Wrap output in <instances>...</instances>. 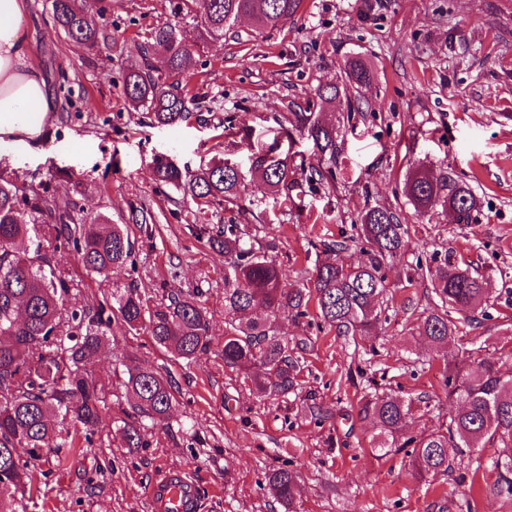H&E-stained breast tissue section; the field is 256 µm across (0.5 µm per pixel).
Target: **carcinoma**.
I'll list each match as a JSON object with an SVG mask.
<instances>
[{
  "instance_id": "1",
  "label": "carcinoma",
  "mask_w": 512,
  "mask_h": 512,
  "mask_svg": "<svg viewBox=\"0 0 512 512\" xmlns=\"http://www.w3.org/2000/svg\"><path fill=\"white\" fill-rule=\"evenodd\" d=\"M303 0H172L174 21L156 28L140 60L128 67L123 92L136 108L144 109L152 123L175 125L187 118L193 101L180 78L196 64V57L241 17L251 19L257 35L278 30L294 21ZM54 27L66 38L89 48L107 39L92 12H107L101 0H50ZM191 20L199 32L190 40L182 23ZM164 59V67L152 63ZM350 85L359 90L371 80L361 61L347 64ZM305 132L321 153L336 163V127L323 122L306 106L281 122V135ZM294 159L273 145L251 153L249 173L269 190L287 194L300 186ZM157 179L186 202L221 206L238 205L245 175L226 162H211L194 172L169 162L155 164ZM308 184L335 182L329 167H313ZM405 195L418 213L440 207L456 218L468 219L475 198L470 188L441 183L427 172L415 170L405 180ZM85 189L74 182L72 194L57 199L49 184L19 179L0 163V512H19L18 495L25 491L29 464L39 461L61 420L90 438L109 393L87 376L85 360L102 348L112 321L130 330L146 329L153 342L172 357L191 362L210 341V322L199 291L174 292L165 302H155L138 282L119 283L114 271L135 268V241L128 225L148 224L149 210L132 206L126 217L112 220L106 212L85 211ZM364 261L339 262L347 248L339 240L320 241L323 258L305 288L288 290L279 267L250 242L245 224H226L208 235L210 247L224 254V364L251 372L250 380L261 397L294 392L300 372L294 356L299 344L275 334L266 320L243 321L239 314L265 309L283 311L294 318L316 316L336 327L338 335L356 339L381 320L386 294L385 268L405 256L409 227L398 214L371 207L357 216ZM75 253L86 274L112 282L111 299L93 309L67 310L65 297L74 287V276L58 266L54 252ZM439 301L421 314L417 333L428 344L443 349L457 344L447 360L444 376L446 398L455 402L448 420L439 421L426 434L406 432L413 400L392 391H368L360 400V413L376 430V452L405 451L410 475L423 480L446 474L456 458L479 447L482 440L498 443L491 462L498 478V492L512 496V377L504 378L494 363L468 347L466 328L478 321L476 313L489 301L490 288L483 276L448 260L433 267L416 264ZM467 361L466 370L458 362ZM131 413L120 428L125 446L146 445V423L167 419L174 399L175 381L151 367L135 365L123 382ZM26 460H21L22 456ZM268 485L279 504L293 512L303 493L297 472L281 467L268 475Z\"/></svg>"
}]
</instances>
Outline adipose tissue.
I'll return each instance as SVG.
<instances>
[{
    "label": "adipose tissue",
    "mask_w": 512,
    "mask_h": 512,
    "mask_svg": "<svg viewBox=\"0 0 512 512\" xmlns=\"http://www.w3.org/2000/svg\"><path fill=\"white\" fill-rule=\"evenodd\" d=\"M28 0H0V147L23 145L37 154L52 103L20 19Z\"/></svg>",
    "instance_id": "obj_1"
}]
</instances>
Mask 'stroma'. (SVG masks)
Wrapping results in <instances>:
<instances>
[{
	"instance_id": "1",
	"label": "stroma",
	"mask_w": 512,
	"mask_h": 512,
	"mask_svg": "<svg viewBox=\"0 0 512 512\" xmlns=\"http://www.w3.org/2000/svg\"><path fill=\"white\" fill-rule=\"evenodd\" d=\"M170 18V0H112L103 19L110 37L95 48L57 33L46 0H29L23 18L56 111L43 152L5 151L10 168L49 182L60 199L78 177L92 212L149 208L152 225L128 227L139 286L156 297L199 289L211 326L206 349L186 363L158 349L147 331L113 324L86 364L89 374L116 391L127 366L151 365L177 383L170 416L147 430V447L127 448L117 423L128 406L112 404L90 442L31 468L26 512H149V483L167 467L193 479L198 512H285L266 476L288 464L305 487L295 512H512V497L494 490L496 446L479 449L481 469L456 461L447 475L417 481L403 454L376 456L374 429L357 414L360 395L375 385L413 399L408 434L428 432L448 413L439 397L448 354L412 335L436 300L429 282L412 275L419 257H448L486 278L492 298L469 335L512 375V0H303L294 23L256 37L241 19L187 75L199 100L189 118L156 126L127 100L122 78ZM354 58L371 73L359 91L345 74ZM322 84L340 89L335 102L317 107L336 127L332 159L307 134L288 139L279 129ZM273 143L305 165L333 163L335 184L286 198L250 177L238 209H191L155 175L160 156L186 171L219 159L245 170L251 150ZM418 167L471 189L477 206L467 223L438 207L415 213L404 183ZM375 206L395 211L411 234L406 255L387 271V323L355 344L328 326L277 315L276 333L305 343L301 372L293 393L258 397L224 364V258L209 250L206 228L254 226V244L269 247L283 284L300 288L321 240L353 237L342 258L363 260L353 221ZM58 260L75 274L69 306L91 308L110 293L72 253Z\"/></svg>"
}]
</instances>
